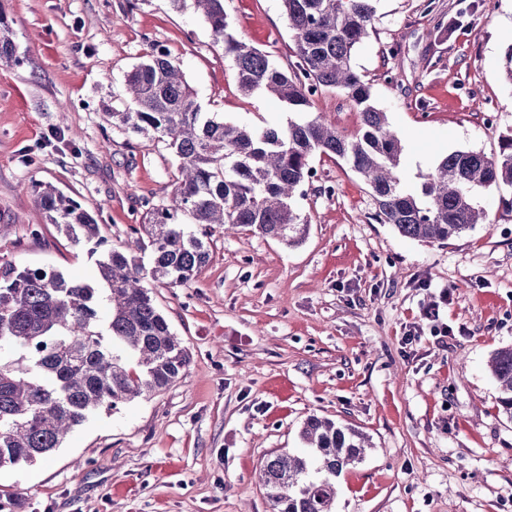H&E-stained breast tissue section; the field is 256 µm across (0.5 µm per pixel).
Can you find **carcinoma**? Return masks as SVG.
Segmentation results:
<instances>
[{
    "instance_id": "1",
    "label": "carcinoma",
    "mask_w": 512,
    "mask_h": 512,
    "mask_svg": "<svg viewBox=\"0 0 512 512\" xmlns=\"http://www.w3.org/2000/svg\"><path fill=\"white\" fill-rule=\"evenodd\" d=\"M376 2L281 0L299 59L287 71L230 32L224 0H172L178 9L201 12L243 94L274 95L302 118L282 129L228 123L201 111L169 54L156 52L133 68L125 109L107 116L173 151L172 203L144 200L149 222L130 227L133 239L120 248L92 249L98 255L93 279L0 264V468L44 461L95 411L177 381L190 355L157 309L152 285L192 281L210 260L205 238L216 224L226 234L289 246L302 241L309 221L293 203L313 176L317 154H332L358 174L375 204L373 220L404 237L444 242L478 224L512 220V202L492 218L479 201L502 183L512 186V130L500 135L491 155L452 151L415 188L404 185L401 140L375 104L371 84L351 64L370 34ZM14 51L12 30L0 17V61ZM325 90L358 111L352 132L310 112ZM31 189L46 220L74 243L102 244L100 225L78 201L49 183ZM147 246L146 262L140 253ZM488 367L502 413L512 420V347L495 352ZM300 439L303 450L277 453L263 465L271 512H334L336 477L363 460L369 440L316 415L305 420Z\"/></svg>"
}]
</instances>
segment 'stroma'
Returning a JSON list of instances; mask_svg holds the SVG:
<instances>
[{
  "instance_id": "obj_1",
  "label": "stroma",
  "mask_w": 512,
  "mask_h": 512,
  "mask_svg": "<svg viewBox=\"0 0 512 512\" xmlns=\"http://www.w3.org/2000/svg\"><path fill=\"white\" fill-rule=\"evenodd\" d=\"M224 10L236 38L295 64L281 0ZM0 13L16 44L0 61V264L95 274L31 183L79 201L111 245L145 223L142 200L169 204L170 149L105 119L152 52L179 61L202 111L288 122L275 97L240 93L203 17L171 0H0ZM511 40L512 0H379L352 64L401 135L406 186L439 155L497 150L512 129ZM312 166L294 201L305 239L214 228L195 280L153 290L190 353L182 378L92 415L47 461L0 469L6 512H270L259 469L300 448L312 414L372 443L337 477L336 512H512V420L487 367L512 347V220L413 240L373 221L342 160Z\"/></svg>"
}]
</instances>
